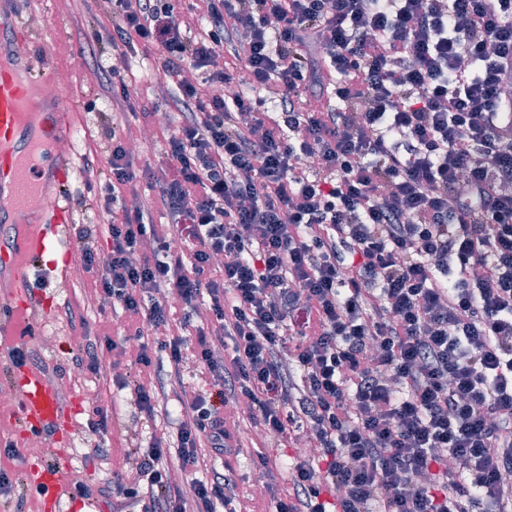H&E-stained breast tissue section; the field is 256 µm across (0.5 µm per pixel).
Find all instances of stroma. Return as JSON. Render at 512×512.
<instances>
[{
	"instance_id": "stroma-1",
	"label": "stroma",
	"mask_w": 512,
	"mask_h": 512,
	"mask_svg": "<svg viewBox=\"0 0 512 512\" xmlns=\"http://www.w3.org/2000/svg\"><path fill=\"white\" fill-rule=\"evenodd\" d=\"M6 9L11 10L17 21L31 27L37 36L36 42H25L24 53L30 59H37L41 53L39 38L48 34L52 37L51 59L41 73L43 81H51L58 76H66L71 87L72 97L68 106L72 113L73 131L68 135L70 144L68 155L74 169H81L85 155L94 153L106 158L111 135L117 134L126 142L138 143V168L158 167L164 159L166 143L171 136L173 125L164 122H150L125 115L112 108L111 94L102 85L101 67L113 64L107 44L96 45L93 52L79 54L78 46L84 40L89 24H96L99 30L110 27L106 16L88 20L80 11L77 0H70L67 10H59V0H0ZM65 271L57 276L53 296L48 300L42 316L37 317L35 332L38 338L49 339V346L40 348L39 355L48 365L63 363L66 352L75 344V339L64 315L65 310L84 314L88 321L101 322L105 331L119 340V347L111 354L117 373L129 371L138 346L136 342L124 341L127 329L124 319L115 318L113 311H99L91 277L77 273L69 266L62 253L54 256ZM59 399L67 409V418L57 437L29 435L21 423L17 402L0 407V441L7 439L17 442L22 456L14 461L12 469L17 477H24L25 465L33 461L30 453L31 442H39L42 448H63L71 457V466L80 471L83 479L105 482L113 473L130 466L128 451L138 438L148 436L152 430L165 431L169 441H176L175 428L166 424L164 416H157L155 422H148L131 402L128 391L110 388L103 391L101 400L112 408V433L106 445L111 454L107 459L92 460L85 453L93 444L85 434L87 407L81 396L88 380L74 379L72 373L55 375L51 378ZM255 449H240L238 455L225 458L226 467L233 469L237 478L235 492L238 496L239 512H269L264 496L267 483H276L280 489L288 487L289 450L285 447L274 449L273 454L281 460L278 471L262 473L253 465Z\"/></svg>"
}]
</instances>
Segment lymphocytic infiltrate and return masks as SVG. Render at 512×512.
<instances>
[{"mask_svg": "<svg viewBox=\"0 0 512 512\" xmlns=\"http://www.w3.org/2000/svg\"><path fill=\"white\" fill-rule=\"evenodd\" d=\"M99 2L111 27L85 48H156L165 76L146 105L105 69L113 110L170 104L177 125L153 198L128 197L120 137L85 157L107 238L80 225L75 252L100 307L142 322L116 380L139 411L155 417L185 359L205 388L177 417L187 480L154 434L132 473L74 496L238 512L215 463L245 445L224 418L243 402L268 445H316L291 455L286 493L268 487L273 512H512V0H204L197 35L177 0ZM78 323L72 364L109 381L115 340ZM146 324L176 326L157 347L171 371Z\"/></svg>", "mask_w": 512, "mask_h": 512, "instance_id": "f902f5d3", "label": "lymphocytic infiltrate"}]
</instances>
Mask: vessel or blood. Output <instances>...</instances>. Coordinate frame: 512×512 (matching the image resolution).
<instances>
[{
  "instance_id": "b4317fda",
  "label": "vessel or blood",
  "mask_w": 512,
  "mask_h": 512,
  "mask_svg": "<svg viewBox=\"0 0 512 512\" xmlns=\"http://www.w3.org/2000/svg\"><path fill=\"white\" fill-rule=\"evenodd\" d=\"M66 101L46 105L43 83L32 67L0 57V223L17 227L15 242L0 247V278H9L6 300H0V334L12 318L44 309L57 271L51 253L59 251L74 222L63 192L71 171L66 157L32 174V157L41 141L70 128ZM19 397L20 417L28 432L47 434L65 409L43 373L22 367L10 374ZM69 461L59 449L48 459L27 466V481L43 498L46 512L60 505L59 493L69 480Z\"/></svg>"
}]
</instances>
